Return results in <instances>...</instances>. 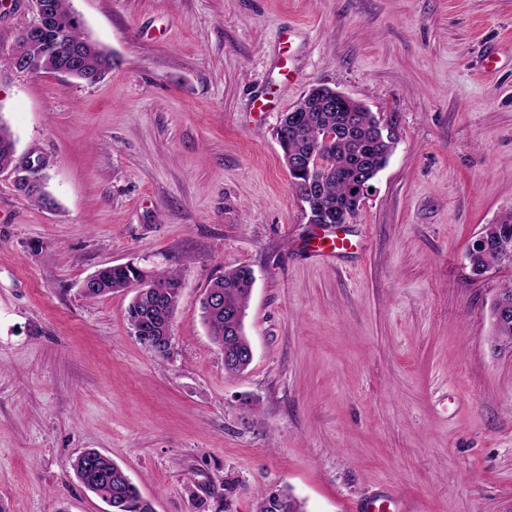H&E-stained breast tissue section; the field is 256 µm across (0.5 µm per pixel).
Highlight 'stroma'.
I'll return each instance as SVG.
<instances>
[{
	"instance_id": "35a3bbf8",
	"label": "stroma",
	"mask_w": 512,
	"mask_h": 512,
	"mask_svg": "<svg viewBox=\"0 0 512 512\" xmlns=\"http://www.w3.org/2000/svg\"><path fill=\"white\" fill-rule=\"evenodd\" d=\"M100 81L9 69L27 0H0V118L47 208L0 173V512H104L70 464L112 458L154 512H512V354L491 306L512 266L467 252L512 212V0H71ZM315 85L397 142L336 258L275 130ZM177 270L172 351L134 336L108 265ZM249 266L240 374L199 317ZM24 166L30 171L38 173L39 177L43 176L42 173L44 168L39 160H37V163L29 161L27 165L24 164ZM39 177L34 173H32L31 177L22 175L15 180V183L19 189L24 191L29 198L33 199L34 202L44 206L51 205L52 200L44 190V178ZM317 241H311L305 245V249L315 256L323 258L337 257L339 255L350 253L354 247L350 239L345 236L340 237L336 234L335 238L325 240L324 237L316 238ZM273 500H280L277 506L271 504ZM271 504V507L267 505ZM257 512H303V503L288 491L270 492L261 495Z\"/></svg>"
}]
</instances>
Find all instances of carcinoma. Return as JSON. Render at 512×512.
Masks as SVG:
<instances>
[{"instance_id": "1", "label": "carcinoma", "mask_w": 512, "mask_h": 512, "mask_svg": "<svg viewBox=\"0 0 512 512\" xmlns=\"http://www.w3.org/2000/svg\"><path fill=\"white\" fill-rule=\"evenodd\" d=\"M93 50L82 57L83 71L96 79L103 78L112 70V56L92 44ZM346 112L327 111L322 100L308 99L298 113V120L276 128V138L282 150L299 156H307L320 143L325 131L334 130L345 123ZM349 131L335 139L318 155V161L310 169L292 176L298 196H306L311 210L330 207L341 214H357L358 203L351 195V186L375 174L380 163L388 161L396 137L384 138L377 126L379 119L372 112H355ZM16 154V139L7 123L0 118V169L12 166ZM20 190L34 202L47 206L51 198L44 190V178L22 175L15 180ZM512 235V212L498 221L486 225L482 235L493 239L500 234ZM469 264L474 268L512 264V252L498 251L493 247L470 246L467 253ZM151 280L154 288L134 297L128 310L132 330L142 336L158 339L154 354L165 358L170 355L172 343L166 341L168 329L176 310L182 282L180 275L163 270L152 275L125 265H112L97 272V287L84 292L88 299L122 291L130 280L137 277ZM253 285L252 269L237 266L224 271L207 289H218L222 294L219 306L210 304L203 297L200 305L201 319L215 345L235 353L245 348L248 339L244 330V318ZM494 350L512 353V316L494 325L492 336ZM79 483L100 499H112L120 505L119 512H154L151 503L142 497L138 487L112 458L97 450H86L71 463ZM257 512H303V503L286 491L261 495Z\"/></svg>"}]
</instances>
